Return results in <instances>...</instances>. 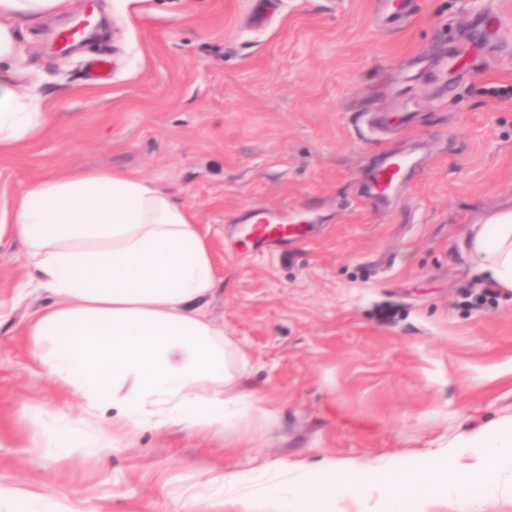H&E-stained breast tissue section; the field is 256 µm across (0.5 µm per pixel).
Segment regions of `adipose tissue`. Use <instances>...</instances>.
Wrapping results in <instances>:
<instances>
[{
	"label": "adipose tissue",
	"instance_id": "adipose-tissue-1",
	"mask_svg": "<svg viewBox=\"0 0 512 512\" xmlns=\"http://www.w3.org/2000/svg\"><path fill=\"white\" fill-rule=\"evenodd\" d=\"M66 0H0V152L47 127L46 100L11 68L22 28ZM10 232L26 247L41 285L56 297L27 325L36 363L78 397L80 418L34 417L57 455H94L142 429L180 425L220 436L268 416L264 400L234 396L245 355L203 311L218 290L195 216L148 179L78 170L30 183L14 204ZM479 273L512 290V210L472 228ZM0 512H86L0 486Z\"/></svg>",
	"mask_w": 512,
	"mask_h": 512
}]
</instances>
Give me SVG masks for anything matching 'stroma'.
<instances>
[{
	"label": "stroma",
	"instance_id": "obj_1",
	"mask_svg": "<svg viewBox=\"0 0 512 512\" xmlns=\"http://www.w3.org/2000/svg\"><path fill=\"white\" fill-rule=\"evenodd\" d=\"M95 2L104 38L66 57L47 29ZM68 0L29 26L20 70L52 114L0 154V219L32 181L74 170L146 178L196 216L219 291L205 308L246 355L242 388L273 423L212 438L140 430L87 458L57 456L30 419L80 401L36 365L25 247L0 236V484L87 512H178L228 470L288 461L409 466L512 420V292L494 289L467 238L512 209V0ZM506 19L490 33L476 14ZM111 61L89 79L86 62ZM388 153L410 154L401 190L362 195ZM305 226L246 252L250 215Z\"/></svg>",
	"mask_w": 512,
	"mask_h": 512
}]
</instances>
